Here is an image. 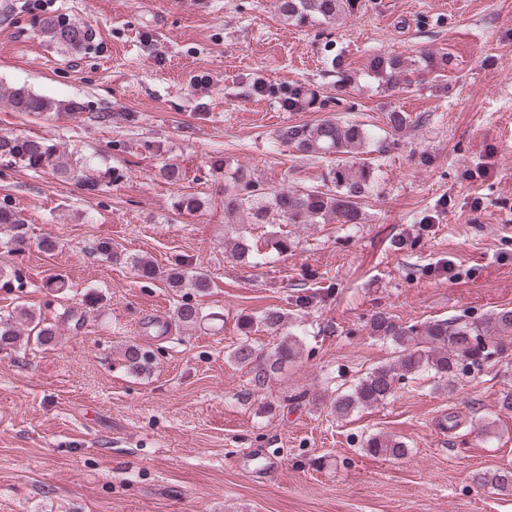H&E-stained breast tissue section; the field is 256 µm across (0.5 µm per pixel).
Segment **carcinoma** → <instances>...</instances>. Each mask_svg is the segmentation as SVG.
Listing matches in <instances>:
<instances>
[{
  "label": "carcinoma",
  "instance_id": "carcinoma-1",
  "mask_svg": "<svg viewBox=\"0 0 512 512\" xmlns=\"http://www.w3.org/2000/svg\"><path fill=\"white\" fill-rule=\"evenodd\" d=\"M364 8L362 0H273V9L287 24L306 28L326 24L333 26L339 20L357 16ZM38 34L51 44L71 50L86 48L92 31L69 18L45 15L37 23ZM319 50L325 56L329 72L334 74L335 93L325 94L322 89L305 82H272L262 77L242 79L244 94L264 101L281 112H322L324 116L306 122H294L277 130V141L291 150L299 163H308L330 156L336 164L321 175L318 186L272 188L245 167H232L224 163V223L232 225V236L225 242L231 256L250 267L265 264L269 251L285 256L296 248L288 227L295 224H360L363 221L360 201L367 197L376 181V169L362 161L371 152L386 153L398 146V140L420 120L409 113L390 106L386 109L390 138L376 136L373 125L357 120L342 119L339 112H352L356 102L350 90L357 84L358 73L346 63L345 51L330 36H324ZM452 67L446 52H428L419 56H405L384 52L368 59L366 73L378 80L383 91L395 92L411 87V73L427 72L433 75L436 88L448 92L445 78ZM0 105L13 112L49 115L65 109L61 103L29 92L24 88L0 87ZM0 159L18 164L35 172H52L70 177L88 190L97 183L70 166L67 157L56 145L44 138L23 134H0ZM205 201L196 193H183L176 197L174 208L193 213ZM26 219L6 206L0 207V226L11 231L16 248L27 245ZM97 251L110 259L122 261L134 274L144 280L162 278L175 292L186 288L205 296L212 288V279L202 267L192 270L171 267L159 269L146 257L127 255L112 241H101ZM175 319L185 327H195L207 319L201 307L185 299L175 308ZM285 313L268 308L257 317L244 316L238 322L242 335L229 354L230 361L250 374L251 393L262 391L271 376L299 353V340L292 333H284ZM369 334L389 342L393 357L365 373L353 384L336 393L331 412L343 418L358 410L378 407L394 395L405 379L421 373L439 379L441 385L453 390L465 367L478 366L491 351L477 342L478 337L488 340L512 336V307L495 309L480 318L467 320L433 319L421 323H402L392 314L378 311L368 323ZM264 332L282 336L273 350L258 349L251 335ZM34 342L49 345L56 331L43 323L41 317L24 306L11 312L0 313V350L17 346L23 336ZM126 366L133 372H142L153 364L152 352L136 344L123 351ZM362 448L374 458L398 459L405 455L403 442L380 434H372ZM473 482L481 487L512 492V470L496 469L474 475Z\"/></svg>",
  "mask_w": 512,
  "mask_h": 512
}]
</instances>
